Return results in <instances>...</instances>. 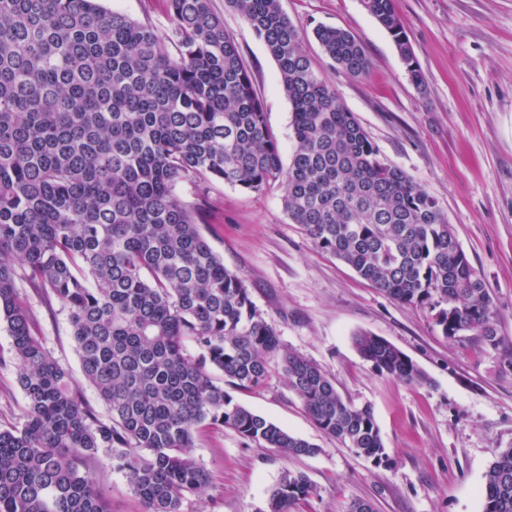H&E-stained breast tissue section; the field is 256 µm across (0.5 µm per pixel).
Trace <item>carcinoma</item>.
<instances>
[{"instance_id": "1", "label": "carcinoma", "mask_w": 512, "mask_h": 512, "mask_svg": "<svg viewBox=\"0 0 512 512\" xmlns=\"http://www.w3.org/2000/svg\"><path fill=\"white\" fill-rule=\"evenodd\" d=\"M176 53L102 0H0V321L27 398L22 426H0V512H111L91 472L98 450L126 474L144 512H182L207 482L193 456L203 427L234 430L286 457L320 448L236 402L277 375L328 436L389 461L370 405L282 348L246 279L224 267L176 194L187 178L260 192L284 185V210L316 246L391 299L434 312L448 338L499 346L497 313L437 200L388 162L310 64L279 0H227L276 61L292 105L283 167L250 71L207 0H165ZM424 77L394 0H363ZM324 54L360 77L370 61L349 32L314 30ZM68 314L100 415L45 347L17 281ZM382 376L427 375L386 339L355 338ZM315 487L284 472L264 512H294ZM484 512H512V447L491 464Z\"/></svg>"}]
</instances>
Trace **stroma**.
<instances>
[{
    "instance_id": "stroma-1",
    "label": "stroma",
    "mask_w": 512,
    "mask_h": 512,
    "mask_svg": "<svg viewBox=\"0 0 512 512\" xmlns=\"http://www.w3.org/2000/svg\"><path fill=\"white\" fill-rule=\"evenodd\" d=\"M172 42L164 0H103ZM303 32L312 67L332 84L381 155L423 186L453 224L498 313L499 346L472 336H442L429 309L401 305L321 251L290 223L284 189L248 192L221 181H182L180 198L204 206L201 230L226 269L245 275L251 299L284 348L317 363L354 405H371L389 454L377 466L323 433L282 378L234 391L239 403L316 444L314 456L284 457L228 428H205L193 455L209 474L183 512H263L284 471H300L316 493L298 512H344L354 499L375 512H482L486 473L512 446V0H395L424 89L410 80L392 38L362 0H279ZM235 39L276 136L282 161L293 148L292 106L278 66L248 22L226 0H208ZM326 25L358 38L367 75L335 70L313 35ZM46 348L72 375L79 359L68 315L37 306ZM368 332L407 354L429 378L408 385L379 375L357 351ZM12 338L0 323V423L21 425L27 400L10 360ZM94 482L112 512H142L111 452L98 451Z\"/></svg>"
}]
</instances>
